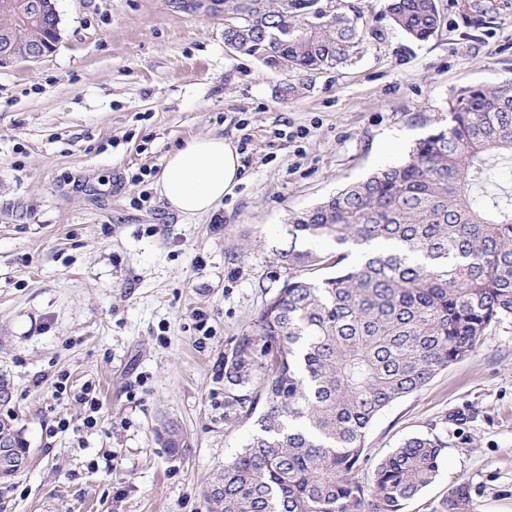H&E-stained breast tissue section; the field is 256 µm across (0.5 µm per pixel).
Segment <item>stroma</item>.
I'll use <instances>...</instances> for the list:
<instances>
[{"instance_id": "35a3bbf8", "label": "stroma", "mask_w": 512, "mask_h": 512, "mask_svg": "<svg viewBox=\"0 0 512 512\" xmlns=\"http://www.w3.org/2000/svg\"><path fill=\"white\" fill-rule=\"evenodd\" d=\"M336 6L360 13L363 50L295 96L225 46L223 13L170 0H57L55 51L0 64V418L23 457L0 512H206L213 472L252 430L224 404V354L288 279L289 217L403 161L458 89L512 78V0H438L444 25L424 41L384 0ZM208 134L240 147L243 175L188 218L155 183L173 148ZM61 418L69 430L50 434ZM168 421L182 454L156 439ZM417 434L447 454L406 512L457 482L477 512H512V324L378 414L359 479Z\"/></svg>"}]
</instances>
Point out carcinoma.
I'll use <instances>...</instances> for the list:
<instances>
[{
    "label": "carcinoma",
    "mask_w": 512,
    "mask_h": 512,
    "mask_svg": "<svg viewBox=\"0 0 512 512\" xmlns=\"http://www.w3.org/2000/svg\"><path fill=\"white\" fill-rule=\"evenodd\" d=\"M0 0V26L17 24ZM21 35L57 41L55 0ZM394 25L425 40L444 23L436 0H389ZM224 43L277 73L345 64L363 43L359 16L322 0H224ZM512 81L463 87L448 125L416 142L400 164L378 169L289 217L282 257L288 282L224 354L227 405L254 431L214 473L208 512H404L439 475L445 443L415 435L357 479L378 413L474 353L512 322ZM300 239L364 247L344 255L299 250ZM335 272L318 280L303 270ZM262 380L253 391L255 378ZM157 440L186 447L177 425ZM432 512H475L456 483Z\"/></svg>",
    "instance_id": "obj_1"
}]
</instances>
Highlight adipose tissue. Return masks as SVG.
Here are the masks:
<instances>
[{"label": "adipose tissue", "instance_id": "obj_1", "mask_svg": "<svg viewBox=\"0 0 512 512\" xmlns=\"http://www.w3.org/2000/svg\"><path fill=\"white\" fill-rule=\"evenodd\" d=\"M241 169V156L231 140L195 137L168 153L156 189L173 210L193 217L213 211L240 181Z\"/></svg>", "mask_w": 512, "mask_h": 512}]
</instances>
